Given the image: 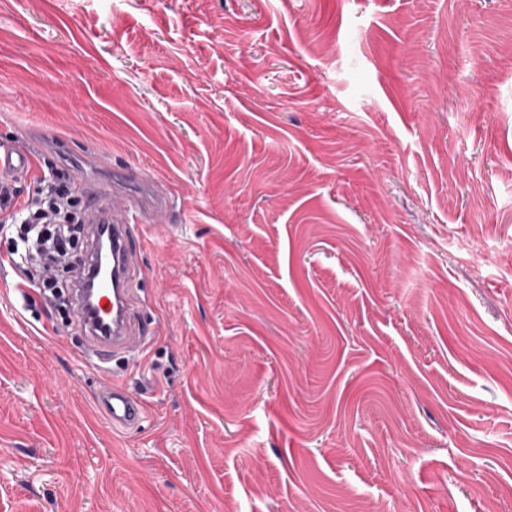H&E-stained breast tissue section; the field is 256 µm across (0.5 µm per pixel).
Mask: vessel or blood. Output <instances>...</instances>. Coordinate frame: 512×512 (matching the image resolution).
I'll list each match as a JSON object with an SVG mask.
<instances>
[{"label":"vessel or blood","mask_w":512,"mask_h":512,"mask_svg":"<svg viewBox=\"0 0 512 512\" xmlns=\"http://www.w3.org/2000/svg\"><path fill=\"white\" fill-rule=\"evenodd\" d=\"M36 168L34 156L24 151L0 153V172L32 175ZM108 187L122 189L129 205L123 212H115L108 203V188L95 191V203L87 210V220L97 229L106 230L112 238L113 284L102 289L99 305L108 309L107 324H99L86 309L83 292H76L74 307L85 340L89 358L107 363L118 350H127L143 344L142 337L131 331L132 284L136 270L130 262L132 256L130 224L143 207L160 208L164 201L154 196L142 170L121 168L112 170ZM100 402L109 420L118 427L138 424L143 418L144 407L129 391L109 386L100 395Z\"/></svg>","instance_id":"1"}]
</instances>
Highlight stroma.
Segmentation results:
<instances>
[{
  "label": "stroma",
  "instance_id": "obj_1",
  "mask_svg": "<svg viewBox=\"0 0 512 512\" xmlns=\"http://www.w3.org/2000/svg\"><path fill=\"white\" fill-rule=\"evenodd\" d=\"M11 148L169 206L107 372L0 271V512H512V0H0ZM100 402L112 426H132L143 419L142 402L122 387L114 385L107 387L100 395Z\"/></svg>",
  "mask_w": 512,
  "mask_h": 512
}]
</instances>
